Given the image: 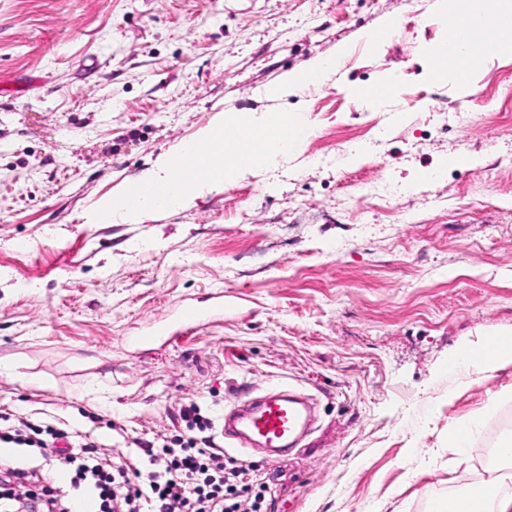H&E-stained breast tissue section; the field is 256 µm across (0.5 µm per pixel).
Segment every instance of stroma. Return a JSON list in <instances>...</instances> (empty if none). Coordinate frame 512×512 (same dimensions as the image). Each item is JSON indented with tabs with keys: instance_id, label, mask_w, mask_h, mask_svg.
Listing matches in <instances>:
<instances>
[{
	"instance_id": "35a3bbf8",
	"label": "stroma",
	"mask_w": 512,
	"mask_h": 512,
	"mask_svg": "<svg viewBox=\"0 0 512 512\" xmlns=\"http://www.w3.org/2000/svg\"><path fill=\"white\" fill-rule=\"evenodd\" d=\"M388 17L394 38L368 49ZM445 32L435 0H0V415L140 461L187 400L215 418L286 385L316 403L305 446L225 452L263 512H430L488 475L512 366L450 361L512 338V58L465 92L433 83ZM334 55L322 82L265 96ZM390 73L391 111L354 97ZM281 108L302 131L275 165L100 221L211 126ZM218 292L230 310L192 335L129 346Z\"/></svg>"
}]
</instances>
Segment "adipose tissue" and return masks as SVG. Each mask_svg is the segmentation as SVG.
Wrapping results in <instances>:
<instances>
[{"label":"adipose tissue","instance_id":"adipose-tissue-1","mask_svg":"<svg viewBox=\"0 0 512 512\" xmlns=\"http://www.w3.org/2000/svg\"><path fill=\"white\" fill-rule=\"evenodd\" d=\"M496 7H488L487 0H437L438 10L446 15H456L469 20H491L498 24L500 40L495 52L496 57H512V0H496ZM297 113H278L279 129H272V120L253 119L236 116L225 121L224 125L209 130L205 142L210 152H217L224 144L223 132L229 128H244L257 138L266 141L267 146L256 161L257 167L264 168L275 164L287 151L293 150L297 143L299 129L296 125ZM178 160L164 163L158 170L144 177V184L153 186L155 195L145 198L140 207L130 208L125 198L113 199L100 209V216L106 221H117L135 217L138 211L153 209L159 193L176 189L177 204H184L198 192L201 187H220L236 173L232 167L213 169L207 182L187 180L180 186H172L171 181ZM441 512H512V495L503 494L497 480L491 479L474 483L468 492L448 495L443 501Z\"/></svg>","mask_w":512,"mask_h":512}]
</instances>
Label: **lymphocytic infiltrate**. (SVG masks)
Wrapping results in <instances>:
<instances>
[{"label":"lymphocytic infiltrate","mask_w":512,"mask_h":512,"mask_svg":"<svg viewBox=\"0 0 512 512\" xmlns=\"http://www.w3.org/2000/svg\"><path fill=\"white\" fill-rule=\"evenodd\" d=\"M187 436L146 449L143 467L92 454L90 436L63 429L43 430L25 417L0 430V445L36 449L49 470L69 479L29 490L36 471L0 470V512H71L76 496L94 512H261L262 494L243 483L244 466H227L212 434L213 421L196 401L181 409Z\"/></svg>","instance_id":"lymphocytic-infiltrate-1"}]
</instances>
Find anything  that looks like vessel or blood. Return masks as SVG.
Listing matches in <instances>:
<instances>
[{
  "label": "vessel or blood",
  "mask_w": 512,
  "mask_h": 512,
  "mask_svg": "<svg viewBox=\"0 0 512 512\" xmlns=\"http://www.w3.org/2000/svg\"><path fill=\"white\" fill-rule=\"evenodd\" d=\"M497 39V27L489 20L471 23L449 21L442 44L433 47L435 56L444 58L453 51H465L473 61H481L493 50ZM259 146L246 133L228 131L224 134L221 153L209 154L206 146L190 145L177 169L178 177L193 175L204 180L212 165L239 167L253 162ZM207 318L204 311L194 305H185L175 320L163 321L149 335L136 336L130 341L132 347H148L160 341H170L188 334ZM308 426L307 416L298 399L285 386L272 388L261 397H248L223 413L216 421V434L224 440L237 441L241 451H252L253 447L268 449L272 454H283L292 448Z\"/></svg>",
  "instance_id": "b4317fda"
}]
</instances>
